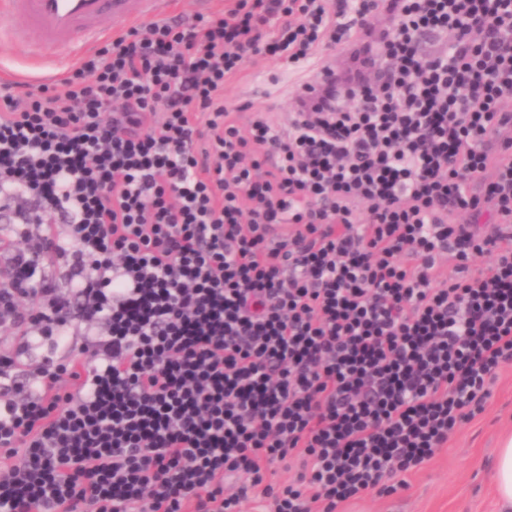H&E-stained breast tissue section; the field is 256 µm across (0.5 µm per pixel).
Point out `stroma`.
Instances as JSON below:
<instances>
[{
    "label": "stroma",
    "mask_w": 512,
    "mask_h": 512,
    "mask_svg": "<svg viewBox=\"0 0 512 512\" xmlns=\"http://www.w3.org/2000/svg\"><path fill=\"white\" fill-rule=\"evenodd\" d=\"M318 66L315 59L292 68L263 59L234 78L224 96L241 105L240 125H247L256 110L270 112L275 122L284 123L297 88ZM507 435H512V365L498 372L482 413L432 460L406 474L407 489L390 496L367 495L346 504L343 512H498L489 472Z\"/></svg>",
    "instance_id": "35a3bbf8"
}]
</instances>
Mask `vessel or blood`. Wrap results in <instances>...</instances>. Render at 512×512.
I'll list each match as a JSON object with an SVG mask.
<instances>
[{"label":"vessel or blood","mask_w":512,"mask_h":512,"mask_svg":"<svg viewBox=\"0 0 512 512\" xmlns=\"http://www.w3.org/2000/svg\"><path fill=\"white\" fill-rule=\"evenodd\" d=\"M172 4L173 0H0V15L20 20L19 25L0 27V44L27 45L24 81L49 84L109 34L167 18Z\"/></svg>","instance_id":"vessel-or-blood-1"}]
</instances>
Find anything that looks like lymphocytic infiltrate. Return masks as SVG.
Wrapping results in <instances>:
<instances>
[{
    "mask_svg": "<svg viewBox=\"0 0 512 512\" xmlns=\"http://www.w3.org/2000/svg\"><path fill=\"white\" fill-rule=\"evenodd\" d=\"M336 46L239 127L247 64ZM509 99L512 0H225L0 85V512L406 488L512 364Z\"/></svg>",
    "mask_w": 512,
    "mask_h": 512,
    "instance_id": "obj_1",
    "label": "lymphocytic infiltrate"
}]
</instances>
